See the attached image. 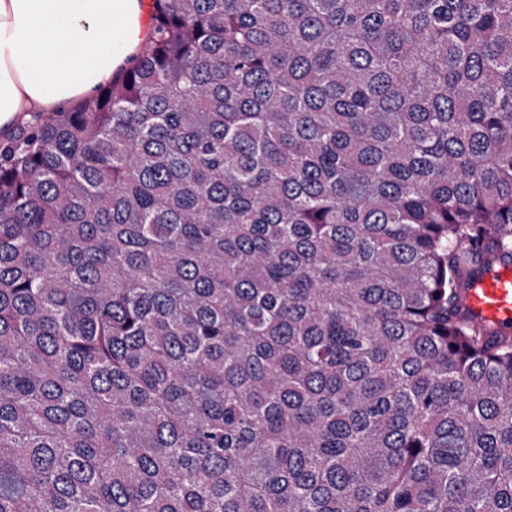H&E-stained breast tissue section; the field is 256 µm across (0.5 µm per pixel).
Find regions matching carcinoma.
<instances>
[{
    "label": "carcinoma",
    "mask_w": 512,
    "mask_h": 512,
    "mask_svg": "<svg viewBox=\"0 0 512 512\" xmlns=\"http://www.w3.org/2000/svg\"><path fill=\"white\" fill-rule=\"evenodd\" d=\"M0 142V512H512V0H151ZM463 307L492 332H512V267L500 265L485 272L462 297Z\"/></svg>",
    "instance_id": "1"
}]
</instances>
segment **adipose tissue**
Segmentation results:
<instances>
[{"mask_svg": "<svg viewBox=\"0 0 512 512\" xmlns=\"http://www.w3.org/2000/svg\"><path fill=\"white\" fill-rule=\"evenodd\" d=\"M144 0H0V139L91 96L151 33Z\"/></svg>", "mask_w": 512, "mask_h": 512, "instance_id": "ef3b65f1", "label": "adipose tissue"}]
</instances>
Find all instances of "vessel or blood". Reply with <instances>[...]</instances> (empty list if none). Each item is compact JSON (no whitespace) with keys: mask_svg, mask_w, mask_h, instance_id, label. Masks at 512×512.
Wrapping results in <instances>:
<instances>
[{"mask_svg":"<svg viewBox=\"0 0 512 512\" xmlns=\"http://www.w3.org/2000/svg\"><path fill=\"white\" fill-rule=\"evenodd\" d=\"M463 307L490 331L512 332V267L502 265L485 272L462 297Z\"/></svg>","mask_w":512,"mask_h":512,"instance_id":"vessel-or-blood-1","label":"vessel or blood"}]
</instances>
